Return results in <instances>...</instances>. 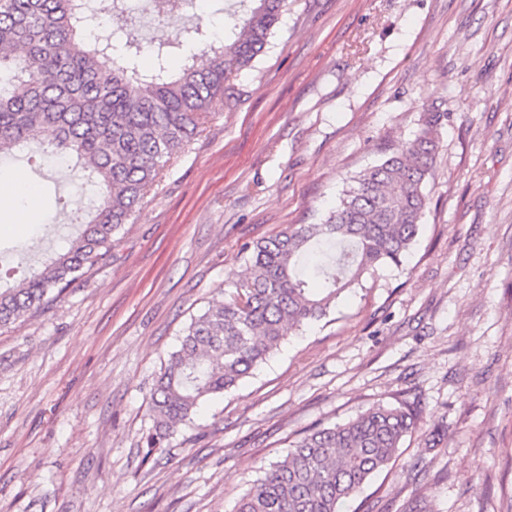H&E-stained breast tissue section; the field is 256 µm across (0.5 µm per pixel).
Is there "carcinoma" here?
<instances>
[{
    "instance_id": "cac0c4a2",
    "label": "carcinoma",
    "mask_w": 512,
    "mask_h": 512,
    "mask_svg": "<svg viewBox=\"0 0 512 512\" xmlns=\"http://www.w3.org/2000/svg\"><path fill=\"white\" fill-rule=\"evenodd\" d=\"M188 2L150 0L162 19ZM284 2L235 0L224 36L198 21L180 38L153 45L155 65L144 73L140 42L130 35L112 41L93 0H0V155L48 132L46 154L75 160L77 188H98L68 247L39 272L0 288V327L37 312L105 260L173 160L224 109L226 82L262 52ZM186 44L201 45L200 53L174 71L171 57ZM447 121L446 112L426 113L419 134L353 178L324 222L293 224L242 246L245 275L191 319L152 383L150 444L191 422L202 403L234 387L289 332L328 316L365 275L402 266L427 207L435 133ZM417 420L418 411L401 400L306 431L236 512H339L391 463Z\"/></svg>"
}]
</instances>
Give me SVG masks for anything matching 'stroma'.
I'll return each instance as SVG.
<instances>
[{"mask_svg":"<svg viewBox=\"0 0 512 512\" xmlns=\"http://www.w3.org/2000/svg\"><path fill=\"white\" fill-rule=\"evenodd\" d=\"M233 0H192L142 43ZM106 262L0 328V512H236L290 442L407 399L396 458L341 512H512V0H288L269 45L232 80ZM444 112L422 225L401 267L344 293L151 452L149 387L183 328L245 271L244 243L319 224L350 179ZM39 198L0 247L29 263L75 234L94 186L32 143L0 165ZM446 435L436 447L435 428Z\"/></svg>","mask_w":512,"mask_h":512,"instance_id":"35a3bbf8","label":"stroma"}]
</instances>
